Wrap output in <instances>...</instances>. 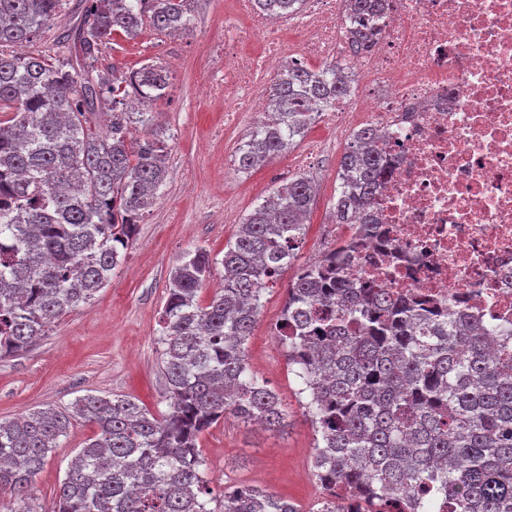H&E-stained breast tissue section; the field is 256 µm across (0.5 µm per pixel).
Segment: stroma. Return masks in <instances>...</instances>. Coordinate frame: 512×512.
<instances>
[{"mask_svg": "<svg viewBox=\"0 0 512 512\" xmlns=\"http://www.w3.org/2000/svg\"><path fill=\"white\" fill-rule=\"evenodd\" d=\"M232 7V0H195L190 32L171 37L147 25L135 39L117 34L104 47L105 64L121 70L137 69L149 59L170 70L167 96L151 107L155 128L168 139V177L108 285L90 304L62 316L32 347L0 356L1 422L34 409L65 408L88 393L130 396L153 413L167 411L157 329L171 267L194 247L223 255L257 203L298 175L287 169L282 155L253 172H238L236 151L256 119L243 112L235 123L225 124L223 98L203 95L220 64L224 16ZM342 155L327 146L305 171L318 192L300 261L316 260L336 244L331 203ZM290 279L283 274L266 291L247 343L253 372L268 381L288 411L284 424L269 428L229 415L201 436L200 445L205 476L215 492L257 485L295 503L300 512H316L321 494L311 475L314 432L299 403L301 383L274 336ZM95 433L91 424L75 421L62 448L49 454L32 482V512H53L60 483L83 442Z\"/></svg>", "mask_w": 512, "mask_h": 512, "instance_id": "stroma-1", "label": "stroma"}]
</instances>
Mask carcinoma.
I'll return each mask as SVG.
<instances>
[{
	"instance_id": "1",
	"label": "carcinoma",
	"mask_w": 512,
	"mask_h": 512,
	"mask_svg": "<svg viewBox=\"0 0 512 512\" xmlns=\"http://www.w3.org/2000/svg\"><path fill=\"white\" fill-rule=\"evenodd\" d=\"M67 2L0 0V47L31 42ZM192 2L83 0L63 36L65 54L0 52V355L27 349L91 302L166 183L167 138L152 129V113L127 111L126 99L164 98L171 74L159 60L130 72L104 68L102 47L147 24L187 32ZM255 3L284 18L304 0ZM373 36L366 24L353 31L351 54ZM351 88L333 64L283 65L269 118L238 147L237 168L287 152ZM386 171L374 131L356 132L332 202L333 223L355 229L322 262L295 265L316 196L305 176L243 218L222 259L185 252L169 272L159 318L168 411L86 394L67 410L0 422V488L17 504L8 512H28L33 478L78 418L96 434L61 482L56 512H300L259 486L211 496L199 446L227 414L282 423L281 400L250 369L246 345L264 293L293 267L275 335L306 395L315 480L357 497L356 512H512V347L453 308L426 310L349 272L375 231L371 211ZM219 265L224 284L203 302L199 292Z\"/></svg>"
}]
</instances>
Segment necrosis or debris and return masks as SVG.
Masks as SVG:
<instances>
[{"instance_id": "necrosis-or-debris-1", "label": "necrosis or debris", "mask_w": 512, "mask_h": 512, "mask_svg": "<svg viewBox=\"0 0 512 512\" xmlns=\"http://www.w3.org/2000/svg\"><path fill=\"white\" fill-rule=\"evenodd\" d=\"M235 3L206 86L226 115L262 111L268 76L289 60L359 76L357 93L320 115L337 143L369 127L390 149L373 212L386 242L354 261V278L511 327L512 0H391L356 57L345 0H306L285 21Z\"/></svg>"}]
</instances>
